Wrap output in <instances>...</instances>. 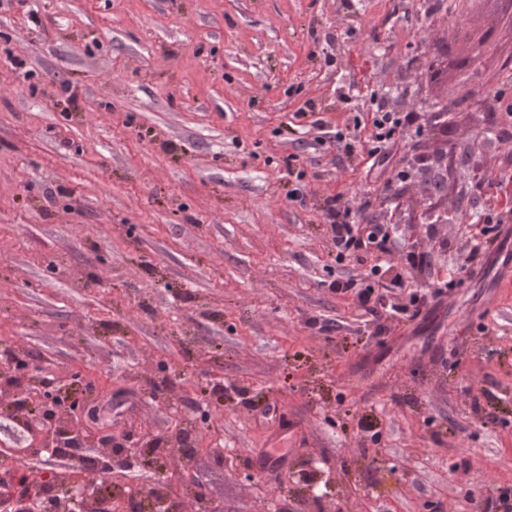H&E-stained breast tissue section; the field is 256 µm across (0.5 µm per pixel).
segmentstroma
Instances as JSON below:
<instances>
[{
    "mask_svg": "<svg viewBox=\"0 0 512 512\" xmlns=\"http://www.w3.org/2000/svg\"><path fill=\"white\" fill-rule=\"evenodd\" d=\"M471 24L511 102L512 29ZM438 27L423 0L0 7V346L74 398H111L75 428L86 455L178 438L218 512H471L512 486V116L489 137L483 112L454 109L447 135L424 126L367 164L377 107L449 102L423 76ZM443 147L494 180L475 207L413 164ZM401 170L450 223L398 211L384 188ZM333 198L391 226L393 252L338 260ZM490 221L501 235L467 263ZM411 248L429 266H399ZM374 266L390 303L427 294L417 318L332 290ZM218 383L207 426L184 431L187 400ZM266 448L282 466L260 473Z\"/></svg>",
    "mask_w": 512,
    "mask_h": 512,
    "instance_id": "1",
    "label": "stroma"
}]
</instances>
